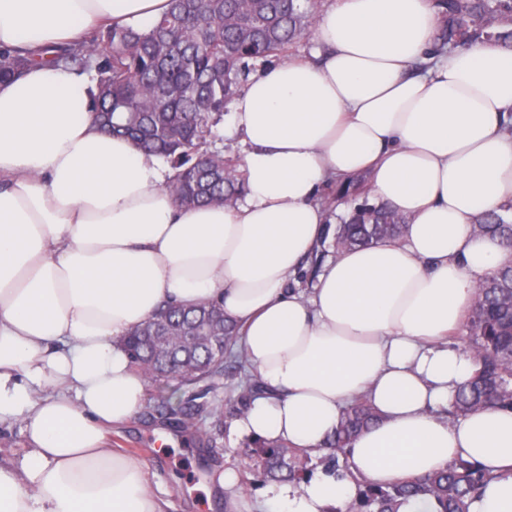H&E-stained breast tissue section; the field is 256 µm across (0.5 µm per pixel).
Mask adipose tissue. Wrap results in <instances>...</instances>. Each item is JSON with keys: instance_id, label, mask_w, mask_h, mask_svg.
Returning a JSON list of instances; mask_svg holds the SVG:
<instances>
[{"instance_id": "adipose-tissue-1", "label": "adipose tissue", "mask_w": 512, "mask_h": 512, "mask_svg": "<svg viewBox=\"0 0 512 512\" xmlns=\"http://www.w3.org/2000/svg\"><path fill=\"white\" fill-rule=\"evenodd\" d=\"M168 0H0V44L142 31ZM432 0H330L317 60L250 76L227 127L243 198L181 209L161 157L101 130L94 81L64 67L0 83V425L28 446L0 459V512H164L147 464L112 428L147 401L125 334L169 304L220 303L260 379L237 437L322 452L344 407L380 420L320 472L264 494L261 512H346L356 478L384 486L465 460L485 479L467 512H512V410L448 411L477 370L451 342L477 284L512 251L476 219L512 205V51L431 57ZM368 175L408 217L399 240L346 249L309 292L288 288L330 218L318 194Z\"/></svg>"}]
</instances>
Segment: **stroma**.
<instances>
[{
  "instance_id": "35a3bbf8",
  "label": "stroma",
  "mask_w": 512,
  "mask_h": 512,
  "mask_svg": "<svg viewBox=\"0 0 512 512\" xmlns=\"http://www.w3.org/2000/svg\"><path fill=\"white\" fill-rule=\"evenodd\" d=\"M206 402L219 406L223 419L206 437L184 433L148 406L128 425L112 431L109 441L113 448L146 461L150 489L163 502L164 512H254L266 484L244 464L252 441L230 435L237 394L225 387L208 394ZM227 469L235 470L238 480L219 486L218 478ZM205 485L214 489L212 500L201 493Z\"/></svg>"
}]
</instances>
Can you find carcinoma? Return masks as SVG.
Instances as JSON below:
<instances>
[{"mask_svg":"<svg viewBox=\"0 0 512 512\" xmlns=\"http://www.w3.org/2000/svg\"><path fill=\"white\" fill-rule=\"evenodd\" d=\"M439 26L433 54L462 49L481 40L512 49V0H433ZM318 0H170V9L147 33L110 25L87 44L44 46L38 50L0 48V80L18 79L34 65L54 64L94 71L93 107L100 126L165 159L172 171L167 189L181 206L199 203L232 206L243 196L244 177L233 159L209 149L212 127L255 71V63L289 57L319 13ZM366 178L336 185L323 197L328 211L344 198L350 211L336 226V248L369 246L400 235L408 223L386 203L366 199ZM478 229L512 244V221L490 211ZM478 366L457 393L448 415L463 416L485 407L512 410V263L495 269L476 290L464 326ZM209 336L224 337V359L242 371L246 360L233 353L234 327L215 304L170 307L138 325L123 339L134 368L156 386L153 399L171 416L181 417L191 434H202L195 400L230 380L225 363L210 361ZM183 398L173 402L169 380ZM241 406L261 390L249 374L237 385ZM376 415L363 398L342 413L320 463L332 470L347 456L350 442ZM251 461L264 478L301 482L309 475L298 450L286 444L254 442ZM484 479L469 463L418 479H399L383 488L360 484L358 512H398L413 497L436 500L439 512H466L465 500Z\"/></svg>","mask_w":512,"mask_h":512,"instance_id":"1","label":"carcinoma"}]
</instances>
